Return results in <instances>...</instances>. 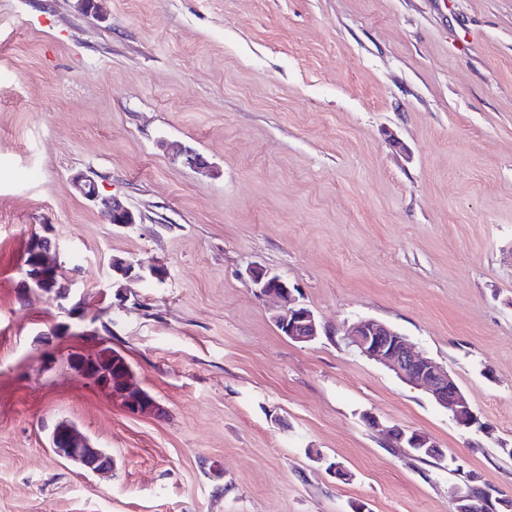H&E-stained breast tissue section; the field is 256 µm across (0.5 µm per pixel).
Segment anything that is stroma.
I'll list each match as a JSON object with an SVG mask.
<instances>
[{"label": "stroma", "instance_id": "1", "mask_svg": "<svg viewBox=\"0 0 512 512\" xmlns=\"http://www.w3.org/2000/svg\"><path fill=\"white\" fill-rule=\"evenodd\" d=\"M36 234L68 297H23ZM116 257L167 275L111 308ZM252 266L328 334L284 336ZM359 317L446 367L484 431L350 352ZM104 345L154 413L70 367ZM62 423L111 469L55 454ZM511 448L512 0H0V512H455L473 479L512 496ZM74 182L84 198L100 208L109 223H115L118 218L121 219L120 224L136 223L134 212L115 196H102L93 180L77 175ZM390 441L399 440V441H407L413 445L414 448H407L414 454H416L419 459L426 458H440L443 457L444 453L442 449L426 434L419 433L417 431H409L404 428L398 426L385 427L383 429ZM415 448H421L426 453L420 452ZM433 456H429V455Z\"/></svg>", "mask_w": 512, "mask_h": 512}]
</instances>
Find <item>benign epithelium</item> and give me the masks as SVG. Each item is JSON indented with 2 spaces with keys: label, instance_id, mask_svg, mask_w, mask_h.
<instances>
[{
  "label": "benign epithelium",
  "instance_id": "benign-epithelium-1",
  "mask_svg": "<svg viewBox=\"0 0 512 512\" xmlns=\"http://www.w3.org/2000/svg\"><path fill=\"white\" fill-rule=\"evenodd\" d=\"M76 187L84 198L98 206L109 223L121 219L123 224L136 223L134 212L114 196L100 194L96 183L86 176L74 179ZM112 276L124 280L143 281L148 278L165 277V270L159 265L140 263L134 265L121 259L112 260ZM251 287L262 296L276 297L285 304L284 312L272 315L274 324L283 329L294 342L305 343L315 340L324 331L315 314L298 303L294 291L287 280L261 267L248 269ZM342 340L347 347L362 357L386 366L400 379L416 386L433 401L449 409L456 424L466 429H484L483 423L466 400L452 374L436 361L416 350L406 336L386 323L370 317H359L346 321L340 328ZM112 398L129 414L141 415L152 412L155 402L148 398L135 382L132 373L120 380ZM389 440L407 441L415 448L440 458L442 449L429 436L417 431H409L398 426L386 427ZM65 436L66 445L55 452L79 463L84 469L98 472L112 465V458L88 441L72 428L64 426L55 431V436Z\"/></svg>",
  "mask_w": 512,
  "mask_h": 512
}]
</instances>
